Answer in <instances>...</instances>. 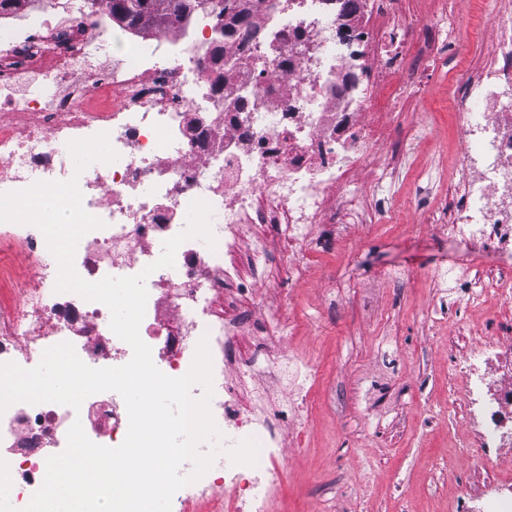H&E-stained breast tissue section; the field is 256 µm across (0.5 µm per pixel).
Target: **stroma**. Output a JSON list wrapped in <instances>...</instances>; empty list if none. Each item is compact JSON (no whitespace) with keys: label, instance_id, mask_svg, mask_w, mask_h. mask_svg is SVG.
I'll return each instance as SVG.
<instances>
[{"label":"stroma","instance_id":"stroma-1","mask_svg":"<svg viewBox=\"0 0 512 512\" xmlns=\"http://www.w3.org/2000/svg\"><path fill=\"white\" fill-rule=\"evenodd\" d=\"M397 2L396 19L414 23L418 81L376 89L386 135L349 187V208L296 245L294 280L277 258L281 224L254 226L271 259L241 266L243 277L259 278L245 316L262 327L270 354L318 368L306 412L289 411L288 386L260 376L239 391L244 408L259 387L269 411L289 412L273 512H461L487 484L512 482V448L489 463L471 446L454 366L483 337L499 339V365L512 364V339L499 335L512 330V311L498 295L512 289V273L449 316L455 275L498 261L463 260L437 208L459 178L455 96L489 61V22L512 0ZM440 43L450 54H437Z\"/></svg>","mask_w":512,"mask_h":512}]
</instances>
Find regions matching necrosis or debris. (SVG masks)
<instances>
[{
	"label": "necrosis or debris",
	"mask_w": 512,
	"mask_h": 512,
	"mask_svg": "<svg viewBox=\"0 0 512 512\" xmlns=\"http://www.w3.org/2000/svg\"><path fill=\"white\" fill-rule=\"evenodd\" d=\"M395 0H360L347 22L358 38L342 41L335 8L326 0H283L276 13L260 10L264 42L239 58L223 96H214L203 62L212 46L207 24L185 31L115 35L119 54L100 53L99 31L74 34L34 0L21 14L0 16V193L39 181L77 180L82 205L103 228L79 241L74 268L84 280L147 273L145 315L139 327L156 367L185 375L200 339L212 362L211 412L233 447L256 439V465L216 457L197 482L177 491L175 512H270L280 494L283 417L256 416L238 407L236 379L261 373L289 378L297 388L317 371L292 356L269 363L264 344L241 353L245 321L224 311V283L240 276L251 229L274 219L287 239L309 236L326 223L381 138L380 120L366 90L342 93L345 80L367 73L375 86L391 83L406 66L407 27L389 22ZM302 28L306 53L290 44L269 47L284 31ZM489 34L502 64L483 70L458 95L463 122L455 158L463 184L448 206V235L492 252L512 268V16L492 20ZM292 67H282L283 58ZM257 101V110L226 121L224 100ZM107 133L116 161L76 171L67 143ZM212 207L223 255L190 239L175 264L155 268L165 240L182 231L193 200ZM58 265L35 226L0 222V363L36 367L45 349L71 343L89 367L131 360L110 328L107 306L55 290ZM493 351L484 347L457 364L466 385L468 423L486 452L512 447V373L490 385ZM236 362V379L225 375ZM81 422L94 443L119 446L128 430L123 397L105 391L80 409L20 402L0 415V459L9 465L16 508L41 486L53 449Z\"/></svg>",
	"instance_id": "necrosis-or-debris-1"
}]
</instances>
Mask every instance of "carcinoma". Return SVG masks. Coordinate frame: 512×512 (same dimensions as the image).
Returning <instances> with one entry per match:
<instances>
[{
	"label": "carcinoma",
	"instance_id": "1",
	"mask_svg": "<svg viewBox=\"0 0 512 512\" xmlns=\"http://www.w3.org/2000/svg\"><path fill=\"white\" fill-rule=\"evenodd\" d=\"M108 7V16L129 30L172 31L187 28L201 17L212 23L217 41L212 50L211 82L216 94L223 93L227 76L234 62L224 55V48L235 44L245 48L240 36L254 30L256 10L253 0H84L90 14L99 7Z\"/></svg>",
	"mask_w": 512,
	"mask_h": 512
}]
</instances>
